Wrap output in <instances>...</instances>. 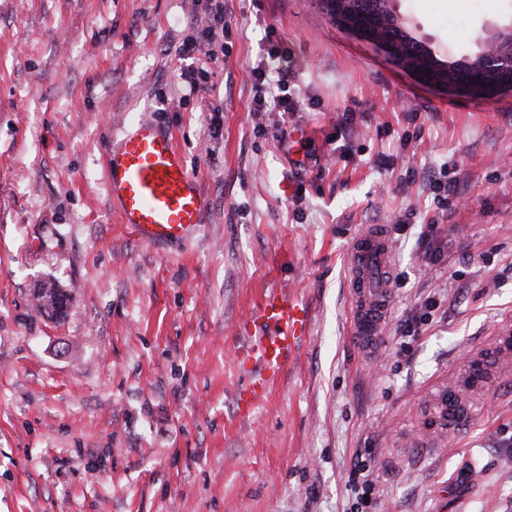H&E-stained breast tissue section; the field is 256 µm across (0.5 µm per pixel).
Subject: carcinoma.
Here are the masks:
<instances>
[{"label": "carcinoma", "instance_id": "carcinoma-1", "mask_svg": "<svg viewBox=\"0 0 512 512\" xmlns=\"http://www.w3.org/2000/svg\"><path fill=\"white\" fill-rule=\"evenodd\" d=\"M340 3L341 8L353 17L364 15L385 35L398 42L402 57L413 62L419 51V41L409 37L405 22L389 7L390 0H322L327 15H332L329 4ZM481 45L479 52L470 57H461L447 64H439L436 70L438 80L443 84L452 83L457 75L470 69L478 70L489 83L498 82L502 69L512 65V31H500L490 36L477 38ZM43 307L55 314L63 308L64 297L55 288H43L39 293Z\"/></svg>", "mask_w": 512, "mask_h": 512}]
</instances>
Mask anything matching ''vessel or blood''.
Here are the masks:
<instances>
[{
  "label": "vessel or blood",
  "instance_id": "vessel-or-blood-1",
  "mask_svg": "<svg viewBox=\"0 0 512 512\" xmlns=\"http://www.w3.org/2000/svg\"><path fill=\"white\" fill-rule=\"evenodd\" d=\"M108 192L120 206L121 221L144 241H182L204 222L206 201L172 136L158 124L141 121L107 155ZM390 243L385 229L358 235L350 253V286L355 299L352 334L365 352H376L391 301L386 281ZM301 311L283 291L272 289L249 321L256 336L240 358L248 381L239 393L242 411L266 397L292 351Z\"/></svg>",
  "mask_w": 512,
  "mask_h": 512
}]
</instances>
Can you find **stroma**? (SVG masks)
I'll return each mask as SVG.
<instances>
[{"label": "stroma", "mask_w": 512, "mask_h": 512, "mask_svg": "<svg viewBox=\"0 0 512 512\" xmlns=\"http://www.w3.org/2000/svg\"><path fill=\"white\" fill-rule=\"evenodd\" d=\"M207 4L0 0V512H512V92L427 86L320 0H228L191 94L177 50ZM391 5L440 55L512 27V0ZM276 46L298 109L257 116ZM141 120L208 200L180 243L141 240L107 193ZM375 224L392 301L369 355L348 256ZM272 286L306 326L243 415Z\"/></svg>", "instance_id": "1"}]
</instances>
